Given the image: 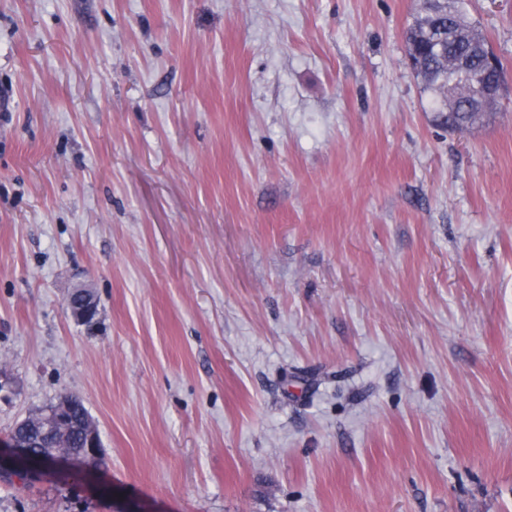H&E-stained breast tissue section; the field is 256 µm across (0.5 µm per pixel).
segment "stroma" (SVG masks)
Here are the masks:
<instances>
[{
    "instance_id": "1",
    "label": "stroma",
    "mask_w": 512,
    "mask_h": 512,
    "mask_svg": "<svg viewBox=\"0 0 512 512\" xmlns=\"http://www.w3.org/2000/svg\"><path fill=\"white\" fill-rule=\"evenodd\" d=\"M418 0H0V512H512V0L439 124ZM91 289L93 323L68 297ZM34 448H31L34 452L43 453L46 456H51L54 450L59 449H72L75 454L81 455L84 451V444L81 442L79 434L73 435L63 431L59 436L58 446L60 448H49L51 444L45 439H40L38 435L31 437ZM0 447V471L32 477L46 471L45 460L32 453L14 433L9 432L5 439L0 438Z\"/></svg>"
}]
</instances>
